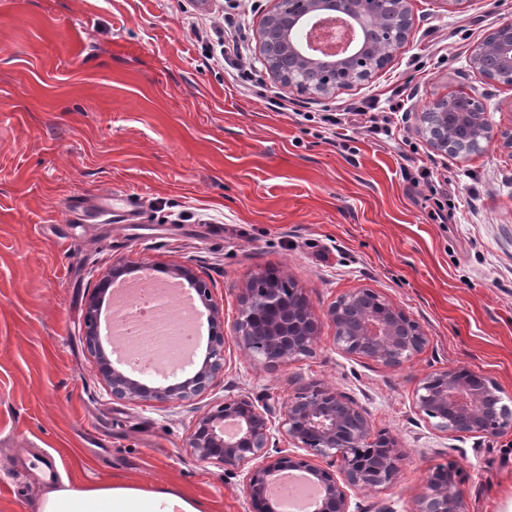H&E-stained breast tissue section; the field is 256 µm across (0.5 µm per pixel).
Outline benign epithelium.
<instances>
[{
  "label": "benign epithelium",
  "mask_w": 512,
  "mask_h": 512,
  "mask_svg": "<svg viewBox=\"0 0 512 512\" xmlns=\"http://www.w3.org/2000/svg\"><path fill=\"white\" fill-rule=\"evenodd\" d=\"M411 0H274L257 34L263 62L274 80L302 93L328 96L372 77L392 60L414 26ZM342 22L351 34L338 47L341 56L317 59L312 35L330 21ZM470 65L490 80L512 74V22L500 24L470 53ZM465 99L470 111L439 113L436 126L426 128L428 144L438 151L474 152L500 138L512 150V128L498 134L486 117L482 102L458 91L442 103ZM172 274L200 289L209 311V348L203 364L164 375L160 382L132 373L110 361L101 347L98 325L101 299L92 296L84 314L85 341L95 355L102 376L116 399L141 402L191 400L207 391L224 371V318L205 284L183 266ZM335 341L344 351L397 366L422 352L427 336L403 310L374 291L361 289L340 297L328 310ZM237 344L257 353L273 366L311 353L318 335L315 318L300 293L287 297L270 286L260 291L249 281L242 288L239 318L232 326ZM497 384L488 377L448 370L426 379L417 397L418 409L436 426L457 434H496L512 429V407L497 401ZM279 429L291 443L307 450L301 455L270 450L272 421L267 408L248 399L229 400L199 416L188 447L203 461L256 466L249 470L246 493L254 512H274L266 496L271 476L304 471L324 489L318 512H350V490L388 485L400 472L402 455L397 441L373 433L363 409L343 395L311 383L288 403ZM331 457L330 470L311 458ZM454 484L432 478L418 501L417 512H463Z\"/></svg>",
  "instance_id": "obj_1"
}]
</instances>
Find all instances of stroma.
I'll list each match as a JSON object with an SVG mask.
<instances>
[{"mask_svg":"<svg viewBox=\"0 0 512 512\" xmlns=\"http://www.w3.org/2000/svg\"><path fill=\"white\" fill-rule=\"evenodd\" d=\"M0 0V512L50 485L121 475L205 512H253L247 468L201 461L198 416L245 398L281 423L318 382L404 453L397 479L350 492L351 512H416L432 469H454L465 512L512 505V431L458 435L417 407L426 378L487 376L512 403V151L431 149L421 112L463 90L493 129L512 84L469 63L512 0H411L414 27L371 79L323 98L275 81L256 44L273 0ZM244 31L241 66L205 32ZM335 113L330 130L322 118ZM443 206L444 219L434 218ZM123 264L189 267L232 327L269 271L308 301L310 355L269 368L224 343V372L190 402L113 399L83 337L87 304ZM370 288L427 336L389 367L342 350L327 315Z\"/></svg>","mask_w":512,"mask_h":512,"instance_id":"35a3bbf8","label":"stroma"}]
</instances>
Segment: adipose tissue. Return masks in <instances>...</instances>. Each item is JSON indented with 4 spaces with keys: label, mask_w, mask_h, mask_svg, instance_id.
Segmentation results:
<instances>
[{
    "label": "adipose tissue",
    "mask_w": 512,
    "mask_h": 512,
    "mask_svg": "<svg viewBox=\"0 0 512 512\" xmlns=\"http://www.w3.org/2000/svg\"><path fill=\"white\" fill-rule=\"evenodd\" d=\"M36 512H204L202 504L184 493L162 485L144 489L124 479L89 487L64 484L48 491Z\"/></svg>",
    "instance_id": "adipose-tissue-1"
}]
</instances>
